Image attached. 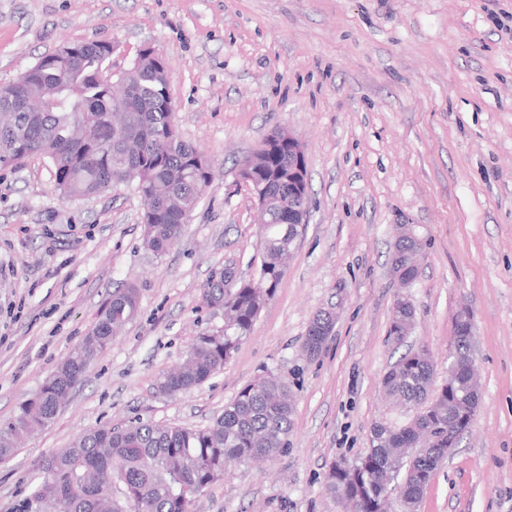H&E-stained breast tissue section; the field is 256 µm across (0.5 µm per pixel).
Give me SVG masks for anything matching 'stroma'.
I'll use <instances>...</instances> for the list:
<instances>
[{"instance_id":"stroma-1","label":"stroma","mask_w":512,"mask_h":512,"mask_svg":"<svg viewBox=\"0 0 512 512\" xmlns=\"http://www.w3.org/2000/svg\"><path fill=\"white\" fill-rule=\"evenodd\" d=\"M112 43L113 71L153 47L171 70L182 139L214 181L166 253L142 243L133 187L59 197L48 159L0 171V425L33 398L95 323L112 291L139 311L72 389L52 423L0 460V512H21L40 462L84 429L135 421L204 427L272 374L293 403L288 447L232 464L191 512H341L332 461L364 456L374 426L415 414L386 399L397 355L391 307H415L412 348L448 377L453 323L469 307L481 399L418 512H512V0H0V84L65 43ZM302 141L310 215L249 338L176 396L157 391L198 332L215 269L257 280L256 204L240 161L275 128ZM421 244L418 274H390L394 229ZM337 321L322 353L313 316ZM329 326L330 319L325 317L323 313L319 312L313 317L302 346L307 356L315 357L322 351L324 345L333 333V329L330 331Z\"/></svg>"}]
</instances>
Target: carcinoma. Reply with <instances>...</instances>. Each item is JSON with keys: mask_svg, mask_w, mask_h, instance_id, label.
Instances as JSON below:
<instances>
[{"mask_svg": "<svg viewBox=\"0 0 512 512\" xmlns=\"http://www.w3.org/2000/svg\"><path fill=\"white\" fill-rule=\"evenodd\" d=\"M75 54L63 68L47 53L24 71L21 82L0 96V115L14 110L11 126L0 125V169L15 167L16 156H42L52 163L54 185L66 200L101 195L112 189L111 177L121 168L138 171L135 191L148 207L143 245L157 254L180 238L210 187L212 167L198 161L205 153L185 142L175 113L165 106L164 77L147 62L129 69L124 78L126 112L110 111L112 85L102 81L108 65V43L91 41L70 45ZM31 88H51L53 97L41 112H25L21 104ZM267 169L288 168V146L281 145L264 158ZM288 177L270 186L277 215L288 219ZM263 251L261 284L242 282L233 269L213 271L203 286L204 303L228 314L222 330L195 337L182 364L164 375L158 391L176 396L206 382L249 336L267 297L283 275L284 262L294 246L292 225H260ZM418 242L397 239L395 271L400 280H413V258ZM139 309V290L117 288L100 308L96 321L71 349L39 393L19 407L14 418L0 426V460L10 457L21 439L47 427L62 401L90 365L112 345V340ZM415 309L400 298L393 302L388 339L394 348L407 342ZM330 319L317 313L309 324L303 350L317 356L332 335ZM472 316L455 318L454 364L448 381L433 387L434 366L429 352L411 349L388 368L382 387L405 406L420 412L400 426L377 425L372 448L350 464L328 469V494L349 507L348 512H385L382 482L403 484L408 512H417L424 489L448 449L458 447L468 432L479 403L472 390L470 353ZM293 430V406L288 386L274 375L245 386L224 412L202 428L158 427L138 422L126 428L98 427L78 435L71 446L44 459V477L31 486L26 508L59 501L61 512H102L99 495L116 481L123 498L112 500V512H190L193 498L224 477L230 462L271 460L285 450ZM427 454H407L410 448Z\"/></svg>", "mask_w": 512, "mask_h": 512, "instance_id": "cac0c4a2", "label": "carcinoma"}]
</instances>
